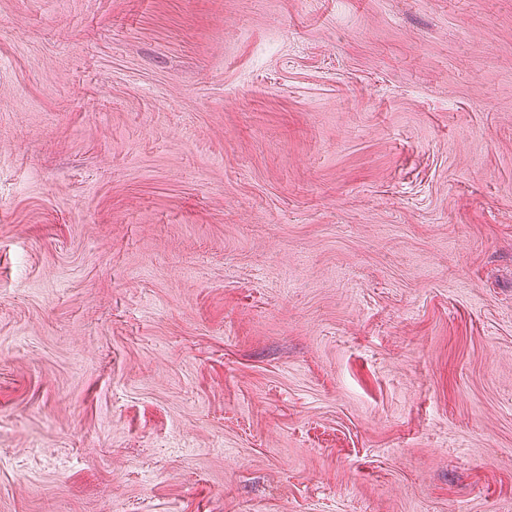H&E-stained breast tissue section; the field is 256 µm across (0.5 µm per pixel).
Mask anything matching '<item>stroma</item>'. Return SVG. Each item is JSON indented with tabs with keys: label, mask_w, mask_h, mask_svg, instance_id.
I'll return each mask as SVG.
<instances>
[{
	"label": "stroma",
	"mask_w": 512,
	"mask_h": 512,
	"mask_svg": "<svg viewBox=\"0 0 512 512\" xmlns=\"http://www.w3.org/2000/svg\"><path fill=\"white\" fill-rule=\"evenodd\" d=\"M0 512H512V0H0Z\"/></svg>",
	"instance_id": "1"
}]
</instances>
